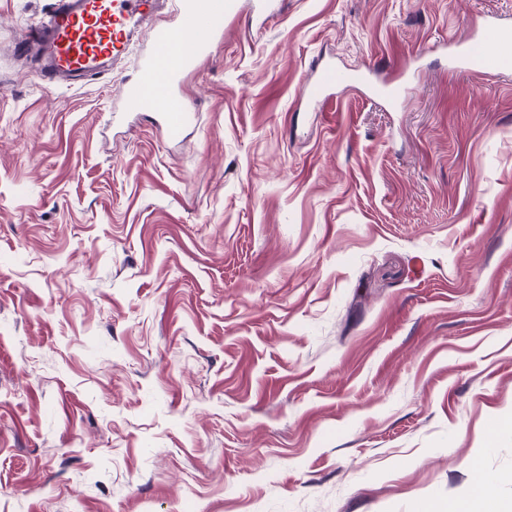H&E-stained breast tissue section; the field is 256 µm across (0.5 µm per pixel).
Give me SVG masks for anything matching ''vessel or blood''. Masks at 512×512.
Instances as JSON below:
<instances>
[{
    "label": "vessel or blood",
    "mask_w": 512,
    "mask_h": 512,
    "mask_svg": "<svg viewBox=\"0 0 512 512\" xmlns=\"http://www.w3.org/2000/svg\"><path fill=\"white\" fill-rule=\"evenodd\" d=\"M155 0H53L47 19L18 43L19 54L38 63L48 84L74 86L102 73L131 43V12L149 14ZM270 0H180L177 21L151 27L149 50L139 73L119 89L126 110L151 112L169 140H180L195 114L180 89L183 75L210 53L226 19L243 9L262 14ZM454 69L492 74L512 70V27L479 20L467 47L451 57ZM354 77L337 67H321L305 88L318 99L336 88L354 86Z\"/></svg>",
    "instance_id": "b4317fda"
}]
</instances>
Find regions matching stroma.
Instances as JSON below:
<instances>
[{
	"label": "stroma",
	"instance_id": "1",
	"mask_svg": "<svg viewBox=\"0 0 512 512\" xmlns=\"http://www.w3.org/2000/svg\"><path fill=\"white\" fill-rule=\"evenodd\" d=\"M0 0V512L512 506V0H275L189 72L182 141L43 83ZM397 82L320 107L317 60ZM454 69L492 74L512 70V27L480 19L467 47L450 58ZM488 483L484 478V474L478 464H473V477L467 496L453 501H449L447 505L434 508L430 505L426 506L428 512H476L477 506L484 502L487 494Z\"/></svg>",
	"mask_w": 512,
	"mask_h": 512
}]
</instances>
